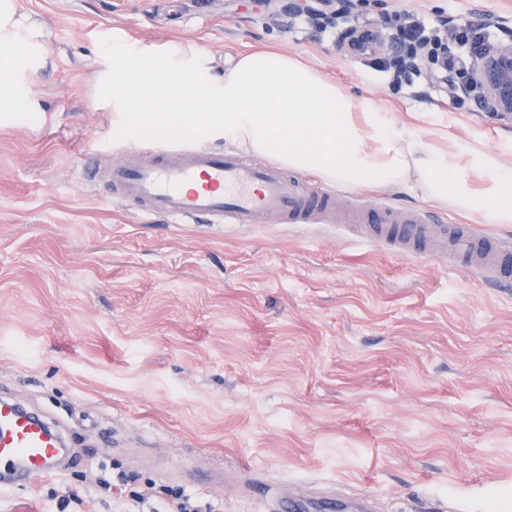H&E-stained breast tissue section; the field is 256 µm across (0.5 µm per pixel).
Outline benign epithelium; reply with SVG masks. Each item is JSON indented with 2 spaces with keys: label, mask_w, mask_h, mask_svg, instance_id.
Listing matches in <instances>:
<instances>
[{
  "label": "benign epithelium",
  "mask_w": 512,
  "mask_h": 512,
  "mask_svg": "<svg viewBox=\"0 0 512 512\" xmlns=\"http://www.w3.org/2000/svg\"><path fill=\"white\" fill-rule=\"evenodd\" d=\"M340 3L330 12L306 8L309 19L317 24H332L340 29L339 51L350 57L382 59L396 73L419 66L428 58L429 47L424 43H403L392 33L387 17L359 25L346 24L348 0H329ZM506 40L474 60V77L482 90V108L487 112L512 115V29L505 30Z\"/></svg>",
  "instance_id": "benign-epithelium-1"
}]
</instances>
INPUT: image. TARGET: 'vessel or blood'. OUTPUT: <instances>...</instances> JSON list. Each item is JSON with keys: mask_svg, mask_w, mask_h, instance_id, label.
<instances>
[{"mask_svg": "<svg viewBox=\"0 0 512 512\" xmlns=\"http://www.w3.org/2000/svg\"><path fill=\"white\" fill-rule=\"evenodd\" d=\"M108 185L117 202L172 224L252 226L277 217L283 224L326 222L336 207L334 187L286 179L281 167L250 161L188 140L156 138L132 149L110 169H87ZM344 228L369 244L408 258L449 262L496 287L512 283V240L472 224H441L433 212L399 210L387 202L352 203ZM66 454L62 436L38 414L0 399V496L15 483L59 474ZM370 496L353 500L277 496L273 512H370Z\"/></svg>", "mask_w": 512, "mask_h": 512, "instance_id": "1", "label": "vessel or blood"}]
</instances>
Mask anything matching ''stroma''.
<instances>
[{
  "instance_id": "stroma-1",
  "label": "stroma",
  "mask_w": 512,
  "mask_h": 512,
  "mask_svg": "<svg viewBox=\"0 0 512 512\" xmlns=\"http://www.w3.org/2000/svg\"><path fill=\"white\" fill-rule=\"evenodd\" d=\"M47 64L21 80L34 123L0 119V392L66 435L73 461L0 500V512H264L279 494L376 495V512L436 498L512 512V288L409 259L324 224L136 222L85 157L129 145L97 97L115 39L208 51L216 73L271 47L380 100L409 133L482 136L512 118L460 106L421 65L395 82L346 57L338 31L272 21L260 0H19ZM512 26V0H352L350 18ZM340 207L390 200L456 223L403 188L340 187ZM109 480L111 490L102 489ZM68 506H61V499Z\"/></svg>"
}]
</instances>
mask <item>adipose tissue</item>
Here are the masks:
<instances>
[{"label":"adipose tissue","mask_w":512,"mask_h":512,"mask_svg":"<svg viewBox=\"0 0 512 512\" xmlns=\"http://www.w3.org/2000/svg\"><path fill=\"white\" fill-rule=\"evenodd\" d=\"M45 64L43 33L0 0V112L39 109L19 76ZM97 93L128 137L224 139L348 187L418 190L483 224H512V167L481 141L439 148L405 135L377 100L345 91L299 57L271 50L240 56L216 76L203 51L113 41L99 57Z\"/></svg>","instance_id":"ef3b65f1"}]
</instances>
